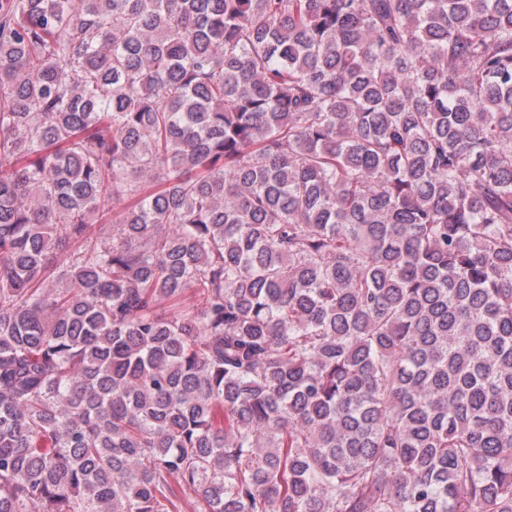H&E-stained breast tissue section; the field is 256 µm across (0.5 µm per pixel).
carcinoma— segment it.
Returning <instances> with one entry per match:
<instances>
[{
	"instance_id": "cac0c4a2",
	"label": "carcinoma",
	"mask_w": 512,
	"mask_h": 512,
	"mask_svg": "<svg viewBox=\"0 0 512 512\" xmlns=\"http://www.w3.org/2000/svg\"><path fill=\"white\" fill-rule=\"evenodd\" d=\"M0 512H512V0H0Z\"/></svg>"
}]
</instances>
